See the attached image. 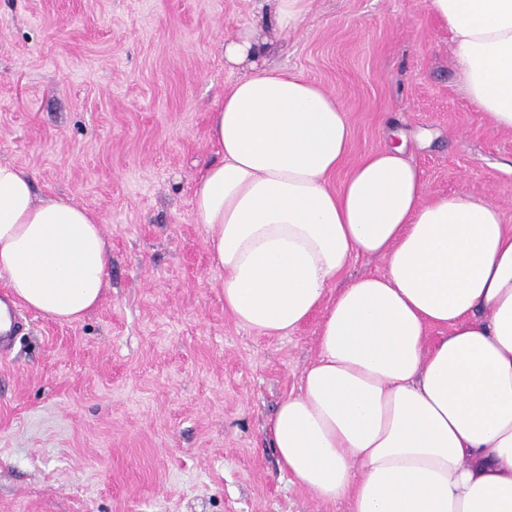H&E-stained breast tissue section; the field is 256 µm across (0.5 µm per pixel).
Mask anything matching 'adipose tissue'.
Listing matches in <instances>:
<instances>
[{"mask_svg":"<svg viewBox=\"0 0 512 512\" xmlns=\"http://www.w3.org/2000/svg\"><path fill=\"white\" fill-rule=\"evenodd\" d=\"M452 36L467 97L512 131V0H425ZM243 26L224 63L251 72L211 115L221 156L193 207L224 307L268 336L322 313L318 355L266 430L282 471L353 512H512V230L487 198H427L394 145L340 189L350 125L315 82L260 66ZM384 262L333 290L358 255ZM111 248L67 197L35 201L0 164V276L14 299L64 322L98 304ZM443 336L429 340L430 329Z\"/></svg>","mask_w":512,"mask_h":512,"instance_id":"ef3b65f1","label":"adipose tissue"}]
</instances>
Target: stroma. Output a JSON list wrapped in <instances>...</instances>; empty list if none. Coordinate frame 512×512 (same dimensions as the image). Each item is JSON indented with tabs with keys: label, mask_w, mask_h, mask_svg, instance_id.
Instances as JSON below:
<instances>
[{
	"label": "stroma",
	"mask_w": 512,
	"mask_h": 512,
	"mask_svg": "<svg viewBox=\"0 0 512 512\" xmlns=\"http://www.w3.org/2000/svg\"><path fill=\"white\" fill-rule=\"evenodd\" d=\"M269 64L335 96L351 125L330 180L393 135L427 197H487L512 228V132L464 92L424 0H307ZM273 0H0V163L66 196L112 246L75 322L28 311L0 354V512H352L282 472L265 433L318 353L321 314L283 336L224 309L192 206L218 161L210 113L243 70L224 40Z\"/></svg>",
	"instance_id": "1"
}]
</instances>
